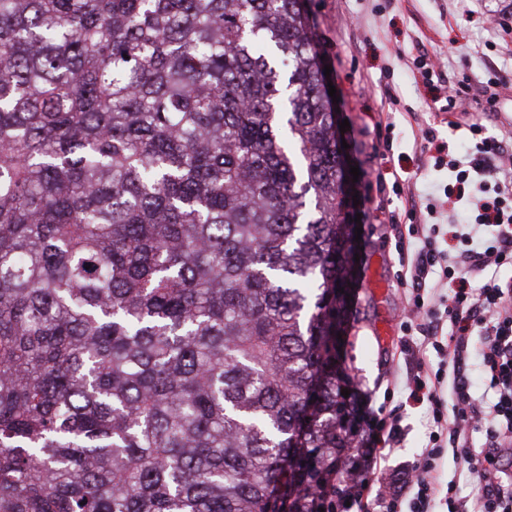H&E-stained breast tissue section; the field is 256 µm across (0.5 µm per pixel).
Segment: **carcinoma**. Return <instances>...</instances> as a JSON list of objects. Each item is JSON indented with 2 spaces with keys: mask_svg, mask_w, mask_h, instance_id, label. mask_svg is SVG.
<instances>
[{
  "mask_svg": "<svg viewBox=\"0 0 512 512\" xmlns=\"http://www.w3.org/2000/svg\"><path fill=\"white\" fill-rule=\"evenodd\" d=\"M308 0H0V512H303L355 225Z\"/></svg>",
  "mask_w": 512,
  "mask_h": 512,
  "instance_id": "cac0c4a2",
  "label": "carcinoma"
}]
</instances>
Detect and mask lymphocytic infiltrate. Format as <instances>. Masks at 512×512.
I'll list each match as a JSON object with an SVG mask.
<instances>
[{
  "label": "lymphocytic infiltrate",
  "instance_id": "1",
  "mask_svg": "<svg viewBox=\"0 0 512 512\" xmlns=\"http://www.w3.org/2000/svg\"><path fill=\"white\" fill-rule=\"evenodd\" d=\"M474 157L468 168L456 158L447 165L455 174L444 197L409 213L410 224L398 249L399 287L408 291L399 329L400 352L412 364L406 378L388 374L386 381L410 399L428 402L433 424L427 441L399 484L386 487L373 480L399 442L398 423H385L371 408L372 394L354 405L363 422L348 449L346 470L354 477L345 495L327 483L305 497L307 512H434L444 499L446 512H512V476L506 453H512V282L498 278L512 267V177L498 142L485 137L480 124L469 125ZM469 199L474 218L454 225L458 249L438 243L437 219L449 201ZM478 287H471L472 279ZM482 338L471 345L472 333ZM440 358L426 360L427 350ZM476 363L488 394L477 395L465 372ZM484 427L485 442L474 449L469 436ZM451 452L460 476L475 477L480 490L474 500L458 497L455 480H443L438 461Z\"/></svg>",
  "mask_w": 512,
  "mask_h": 512
}]
</instances>
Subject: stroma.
<instances>
[{
  "instance_id": "stroma-1",
  "label": "stroma",
  "mask_w": 512,
  "mask_h": 512,
  "mask_svg": "<svg viewBox=\"0 0 512 512\" xmlns=\"http://www.w3.org/2000/svg\"><path fill=\"white\" fill-rule=\"evenodd\" d=\"M309 10L338 110L354 129L348 163L360 170L356 189L370 211L362 224L358 273L383 285L378 292L356 289L344 345L349 377L360 390H373L387 371L403 375L409 369L395 350L405 297L388 224L410 206L442 197L453 180L435 166L422 129L431 130L435 145L465 161L472 157L469 133L449 127L445 99L412 62L427 53L438 58L450 85L468 81L478 100L468 122L481 124L512 156V85L484 83L487 66L512 73V0H312ZM373 403L382 407L383 418H400L403 440L387 469H403L426 442L429 406L398 392H376Z\"/></svg>"
}]
</instances>
